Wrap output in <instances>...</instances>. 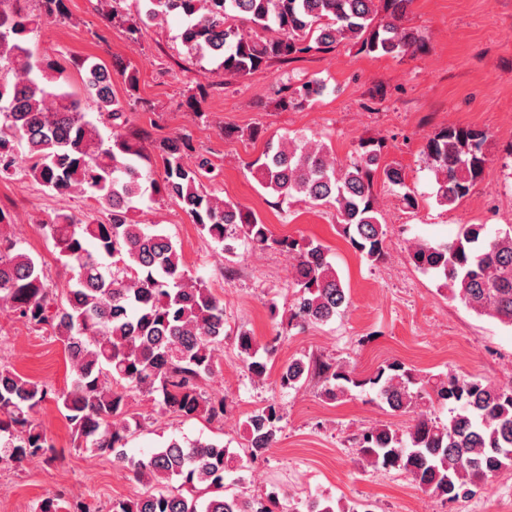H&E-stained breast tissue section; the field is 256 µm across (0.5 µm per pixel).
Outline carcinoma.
I'll use <instances>...</instances> for the list:
<instances>
[{
  "label": "carcinoma",
  "mask_w": 512,
  "mask_h": 512,
  "mask_svg": "<svg viewBox=\"0 0 512 512\" xmlns=\"http://www.w3.org/2000/svg\"><path fill=\"white\" fill-rule=\"evenodd\" d=\"M0 0V176L21 174L57 194L74 190L108 212L78 219L57 214L42 228L57 259L71 270L68 288L50 287L42 262L19 246L0 209V308L28 325L48 326L62 344L71 378L56 390L0 363V461L30 463L54 447L38 418L55 402L74 447L110 454L148 486L135 498L116 499L108 512H278L275 493L243 498L226 493V480L242 459L256 462L276 447L283 414L270 401L247 414L245 457L221 441L173 438L143 458L126 445L140 420L129 413L133 393L148 396L163 415L203 417L221 423L227 399L208 394L201 383L217 372L224 348V299L187 269L181 248L156 224L131 219L145 194L176 203L224 251L240 240L250 250L287 253L293 260V303L283 330L325 324L348 306L341 278L326 248L313 241L273 236L260 217L207 191L203 179L213 166L186 135L155 141L163 172L155 178L149 154L124 133L126 107L138 102V78L121 62L126 99L112 89V71L89 57L72 60L83 72L82 101L59 82L61 68L36 57L28 36L67 19L66 0ZM143 13L128 25L135 35L172 13L184 18L180 38L187 52L219 62L224 75L244 78L275 59L309 52L307 37L328 48L356 40L363 50L393 57L423 47L417 32L403 25L411 0H143ZM272 32L260 36L238 22ZM312 78L297 86L281 106L302 107L321 95ZM108 129L102 134L97 123ZM488 132L448 126L429 138L426 156L436 180L435 200L453 206L485 174ZM383 143H362L359 157L340 166L314 140H268L249 165L260 187L279 201L295 195L336 208L337 223L353 247L370 262L384 257V225L373 197L374 181L405 187L402 170L380 165ZM410 261L441 280L439 288L478 317L512 328V226L493 233L482 224L462 225L450 242L416 241ZM239 357L252 378L262 380L274 346L257 344L247 330L235 336ZM314 378L321 396L337 402L352 389L370 386L392 411L410 415L404 428L379 424L355 438L357 456L374 471L397 470L422 491L445 502L469 498L481 482L512 470V384L485 379L421 375L398 361L365 379L345 363L295 359L282 367L280 390L297 389ZM450 405L448 421L436 409ZM35 512H95L49 493ZM305 512H360L357 506L314 498Z\"/></svg>",
  "instance_id": "1"
}]
</instances>
